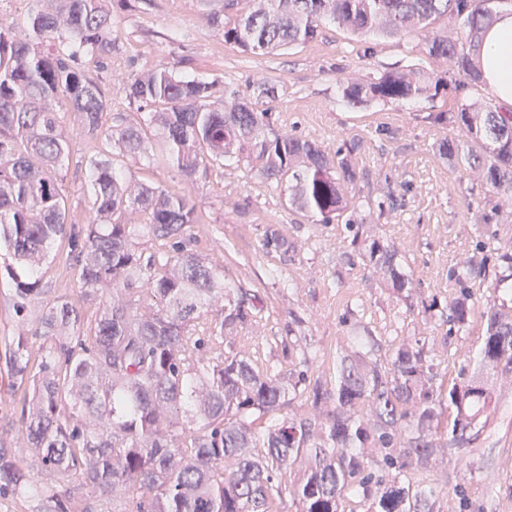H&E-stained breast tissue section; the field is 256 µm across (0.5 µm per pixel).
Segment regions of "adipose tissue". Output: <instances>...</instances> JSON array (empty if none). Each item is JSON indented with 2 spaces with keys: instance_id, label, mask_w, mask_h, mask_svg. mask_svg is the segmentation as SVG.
<instances>
[{
  "instance_id": "1",
  "label": "adipose tissue",
  "mask_w": 512,
  "mask_h": 512,
  "mask_svg": "<svg viewBox=\"0 0 512 512\" xmlns=\"http://www.w3.org/2000/svg\"><path fill=\"white\" fill-rule=\"evenodd\" d=\"M480 65L484 83L502 104L512 105V11L499 13L486 29Z\"/></svg>"
}]
</instances>
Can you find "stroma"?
Segmentation results:
<instances>
[{"label":"stroma","instance_id":"35a3bbf8","mask_svg":"<svg viewBox=\"0 0 512 512\" xmlns=\"http://www.w3.org/2000/svg\"><path fill=\"white\" fill-rule=\"evenodd\" d=\"M223 3L111 0L112 55L83 56L81 66L111 97L113 111L131 120L138 110L122 93L123 79L167 66L246 94L268 81L276 87L275 97L254 99V107L272 112L277 129L323 147L360 138L356 189L384 202L372 230L397 245L399 261L415 281L410 296L393 294L352 257V234L344 225L313 223L289 209L283 187L246 178L243 169L216 166L191 184L181 182L164 158L148 165L125 159L127 176L192 196L200 222L183 231L184 247L222 265L229 279L254 295L260 313L235 336L237 348L259 369L285 376L304 370L331 384L355 339L371 334L394 344L422 341L444 386L474 374L485 312L498 295L488 282L470 281L471 317L454 330L448 306L456 291L448 285V269L474 255L495 256L500 245L512 243V203L477 170L451 169L438 144L465 142L467 131L433 124L429 116L461 100L494 107L496 96L485 85L449 73L447 63L428 56L411 35L360 37L328 22L310 42L264 54L241 51L205 20ZM408 65L445 75L446 87L434 98L400 104L341 102L342 83ZM60 116L75 142L62 171L63 189L71 219L81 222L88 204L83 160L100 152L102 143L81 137L72 110L61 109ZM271 224L288 250L263 248ZM68 252L67 240H57L40 276L51 295L76 301L80 285L68 268ZM466 458L462 466L440 456L428 471L414 472V480L430 492L432 512H512V391L498 396Z\"/></svg>","mask_w":512,"mask_h":512}]
</instances>
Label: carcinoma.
Returning <instances> with one entry per match:
<instances>
[{
  "label": "carcinoma",
  "instance_id": "obj_1",
  "mask_svg": "<svg viewBox=\"0 0 512 512\" xmlns=\"http://www.w3.org/2000/svg\"><path fill=\"white\" fill-rule=\"evenodd\" d=\"M33 0L23 19L0 22V266L9 282L18 335L5 345L12 402L20 405L25 448L0 447V497L37 502L36 512H342L349 493L368 512H431L427 492L403 473L425 469L439 451L461 455L477 434L496 390L512 385V308L491 307L480 371L447 389L419 342L382 349L373 337L344 357L336 385L316 382L312 411L283 413L300 383L261 373L224 338L254 318L251 294L224 267L176 245H143L199 223L192 199L124 176L118 159L151 162L164 155L186 181L208 168L235 164L266 181L287 184L289 204L321 224L355 229L356 255L392 293L413 288L393 241L364 228V213L382 203L356 194L355 142L331 152L314 140L277 130L272 114L230 87L159 67L135 76L125 98L145 110L104 126L111 99L81 69L82 50L112 53L107 0ZM493 0H224L207 16L224 43L269 53L306 43L332 21L353 34L421 37L431 57L473 84L482 34L496 17ZM454 27L438 32L442 18ZM28 30L24 41L14 30ZM444 77L412 68L341 86L353 106L429 98ZM75 111L83 134L105 149L85 160L88 217L68 221L61 172L72 141L47 102ZM437 125L457 123L470 138L438 145L454 169L481 168L483 178L512 200V110L478 102L436 112ZM130 210L138 224L126 222ZM66 237L68 258L84 287L85 318L64 295L42 296L40 265ZM287 241L273 227L263 247ZM490 278L512 294V246L497 264L470 257L448 278L460 288L449 305L458 328L468 322L467 282ZM384 358H378V352ZM454 415L440 428L441 408ZM279 414L262 430L256 421Z\"/></svg>",
  "mask_w": 512,
  "mask_h": 512
}]
</instances>
